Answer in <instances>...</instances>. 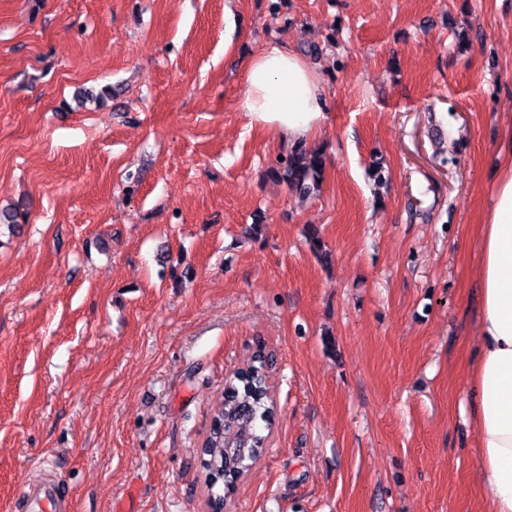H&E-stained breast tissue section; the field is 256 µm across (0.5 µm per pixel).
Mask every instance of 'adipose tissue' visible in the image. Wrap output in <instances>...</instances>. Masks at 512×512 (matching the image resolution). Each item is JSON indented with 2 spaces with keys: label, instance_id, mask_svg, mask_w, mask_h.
<instances>
[{
  "label": "adipose tissue",
  "instance_id": "ef3b65f1",
  "mask_svg": "<svg viewBox=\"0 0 512 512\" xmlns=\"http://www.w3.org/2000/svg\"><path fill=\"white\" fill-rule=\"evenodd\" d=\"M242 73L238 107L251 123L291 144L317 137L328 119L326 91L305 59L270 41L244 62ZM478 235L483 259L472 415L486 512H512V167L495 182Z\"/></svg>",
  "mask_w": 512,
  "mask_h": 512
}]
</instances>
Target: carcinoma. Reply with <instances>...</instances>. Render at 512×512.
Listing matches in <instances>:
<instances>
[{
	"label": "carcinoma",
	"mask_w": 512,
	"mask_h": 512,
	"mask_svg": "<svg viewBox=\"0 0 512 512\" xmlns=\"http://www.w3.org/2000/svg\"><path fill=\"white\" fill-rule=\"evenodd\" d=\"M324 168L319 151L302 145L291 148L288 156L272 169L273 175L304 198L318 185ZM273 356L253 353L248 373L235 371L224 381V392L214 402L211 424L198 454L208 501H224V466L236 465L248 472L267 447L274 425L276 405L270 378Z\"/></svg>",
	"instance_id": "cac0c4a2"
}]
</instances>
